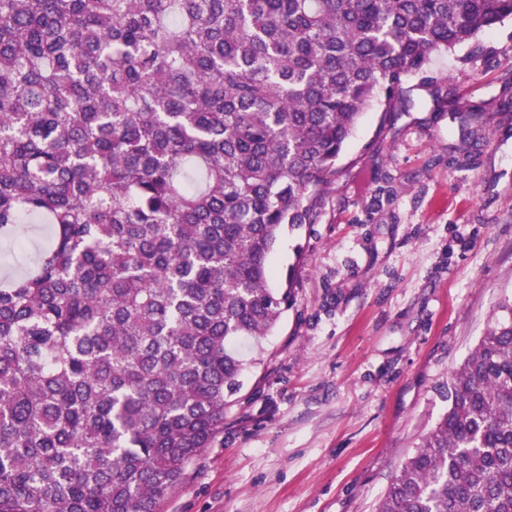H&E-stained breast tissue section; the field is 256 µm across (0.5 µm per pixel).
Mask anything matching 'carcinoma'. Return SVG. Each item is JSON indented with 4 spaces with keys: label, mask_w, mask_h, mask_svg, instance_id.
<instances>
[{
    "label": "carcinoma",
    "mask_w": 512,
    "mask_h": 512,
    "mask_svg": "<svg viewBox=\"0 0 512 512\" xmlns=\"http://www.w3.org/2000/svg\"><path fill=\"white\" fill-rule=\"evenodd\" d=\"M512 0H0V512H156L224 431L361 116ZM377 512H512V300ZM27 245L23 251H15L11 254L8 242L0 240V267L2 264V276L5 274L22 273L28 268L38 251L47 243L50 231L46 224H25Z\"/></svg>",
    "instance_id": "cac0c4a2"
}]
</instances>
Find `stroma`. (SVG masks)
I'll return each mask as SVG.
<instances>
[{
	"label": "stroma",
	"instance_id": "35a3bbf8",
	"mask_svg": "<svg viewBox=\"0 0 512 512\" xmlns=\"http://www.w3.org/2000/svg\"><path fill=\"white\" fill-rule=\"evenodd\" d=\"M409 105L361 119L315 223L283 234L273 287L297 279L267 336L238 343L243 386L224 431L186 467L158 512H376L390 480L447 408L458 367L512 295V134L482 117L453 157L459 105L512 91V19L433 55L405 77ZM0 241V272L47 243Z\"/></svg>",
	"mask_w": 512,
	"mask_h": 512
}]
</instances>
